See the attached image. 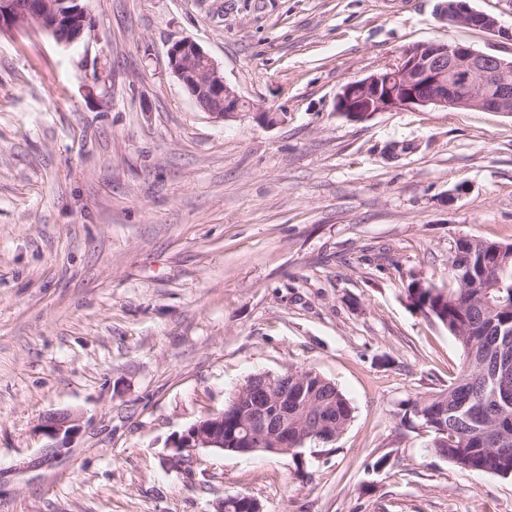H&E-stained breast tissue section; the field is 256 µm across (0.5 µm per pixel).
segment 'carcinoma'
<instances>
[{
  "instance_id": "1",
  "label": "carcinoma",
  "mask_w": 512,
  "mask_h": 512,
  "mask_svg": "<svg viewBox=\"0 0 512 512\" xmlns=\"http://www.w3.org/2000/svg\"><path fill=\"white\" fill-rule=\"evenodd\" d=\"M449 285L437 287L413 278L407 285L413 308L448 330L459 345L463 362L448 387L413 400L408 417L419 424L431 420V451L455 467L476 474L512 476V446L495 445V437H512V403L495 399L512 365V243L461 237L448 254ZM304 378L309 407L297 414L304 431L317 410L325 430L341 435L351 408L341 391L310 369L290 368ZM233 396L224 407V440L235 428L240 406ZM257 499L245 492L224 497V512H253Z\"/></svg>"
}]
</instances>
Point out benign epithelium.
<instances>
[{
	"instance_id": "benign-epithelium-1",
	"label": "benign epithelium",
	"mask_w": 512,
	"mask_h": 512,
	"mask_svg": "<svg viewBox=\"0 0 512 512\" xmlns=\"http://www.w3.org/2000/svg\"><path fill=\"white\" fill-rule=\"evenodd\" d=\"M69 0H0V30H15L36 23L48 33L60 27L86 29L87 11L68 9ZM439 16L450 26L480 29L499 40L512 42V28L492 15L471 8L467 0H446ZM173 74L194 99L202 92L224 102L217 119L249 111L246 101L225 80L218 65L195 42L179 40L168 50ZM441 107L445 110L498 112L512 116V57L482 52L457 42H429L406 50L398 62L365 78L345 83L335 110L351 120H365L378 112ZM298 402L296 393L280 377L265 374L258 397L240 411L241 425L235 452L258 450L280 453L292 443L288 422ZM43 434L53 441L48 450L66 447L78 430L76 417L67 411L48 414ZM169 462L196 459L201 449L224 452V412L210 413L171 440Z\"/></svg>"
}]
</instances>
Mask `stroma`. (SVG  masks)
Returning a JSON list of instances; mask_svg holds the SVG:
<instances>
[{"label":"stroma","instance_id":"obj_1","mask_svg":"<svg viewBox=\"0 0 512 512\" xmlns=\"http://www.w3.org/2000/svg\"><path fill=\"white\" fill-rule=\"evenodd\" d=\"M81 2L95 29L70 46L0 32V512H224L238 491L264 512H512V477L401 421L462 361L411 278L447 284L460 237L512 242V117L334 109L414 45H512L439 0ZM182 39L251 111L198 107L168 63ZM291 367L348 400L333 446L169 467L176 434ZM55 411L79 429L53 453Z\"/></svg>","mask_w":512,"mask_h":512}]
</instances>
